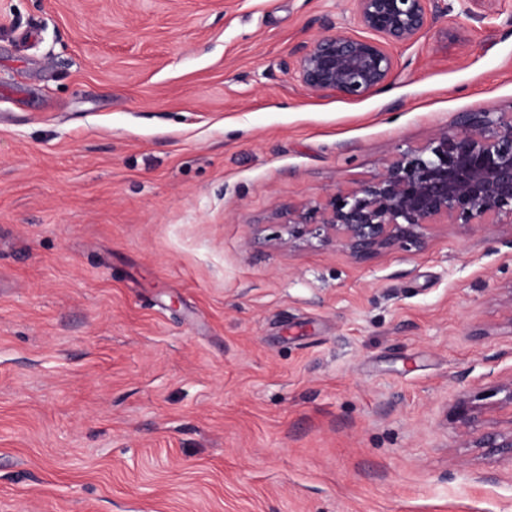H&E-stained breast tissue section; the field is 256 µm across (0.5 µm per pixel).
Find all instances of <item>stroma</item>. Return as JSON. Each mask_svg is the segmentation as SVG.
<instances>
[{
  "label": "stroma",
  "instance_id": "35a3bbf8",
  "mask_svg": "<svg viewBox=\"0 0 512 512\" xmlns=\"http://www.w3.org/2000/svg\"><path fill=\"white\" fill-rule=\"evenodd\" d=\"M444 4L349 100L294 60L351 0H0V512H512L476 445L512 423V227L271 240L512 118V0Z\"/></svg>",
  "mask_w": 512,
  "mask_h": 512
}]
</instances>
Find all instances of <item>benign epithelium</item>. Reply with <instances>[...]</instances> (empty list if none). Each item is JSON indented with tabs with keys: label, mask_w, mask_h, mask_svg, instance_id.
<instances>
[{
	"label": "benign epithelium",
	"mask_w": 512,
	"mask_h": 512,
	"mask_svg": "<svg viewBox=\"0 0 512 512\" xmlns=\"http://www.w3.org/2000/svg\"><path fill=\"white\" fill-rule=\"evenodd\" d=\"M353 4L364 35L338 30L296 51L300 82L313 92L357 100L390 88L396 69L390 46L414 42L439 9L437 0ZM436 224H461L471 232L512 224V119L463 113L455 129L399 152L360 187L338 189L323 203L288 213L277 240L288 249L330 244L366 263L402 242L423 243ZM480 444L512 458V433Z\"/></svg>",
	"instance_id": "benign-epithelium-1"
}]
</instances>
